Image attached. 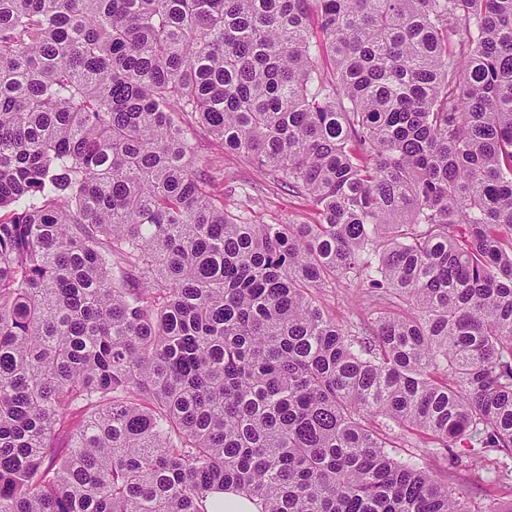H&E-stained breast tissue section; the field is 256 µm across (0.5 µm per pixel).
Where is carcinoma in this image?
Wrapping results in <instances>:
<instances>
[{
  "instance_id": "cac0c4a2",
  "label": "carcinoma",
  "mask_w": 512,
  "mask_h": 512,
  "mask_svg": "<svg viewBox=\"0 0 512 512\" xmlns=\"http://www.w3.org/2000/svg\"><path fill=\"white\" fill-rule=\"evenodd\" d=\"M4 209L0 512H469L391 423L512 476V0H0ZM198 169L216 177L224 188V210L255 223H308L314 214L300 194L288 191L274 176L242 156L224 150L202 131L195 135ZM314 299L326 314L341 325L367 323L376 307L374 298L364 288L344 283H330L313 291ZM224 503V512H255V508L252 503L240 496H238L235 492L226 491L224 493L217 492L214 494L211 499V506H218L220 503ZM209 508L212 510L215 508ZM220 512V511H213Z\"/></svg>"
}]
</instances>
